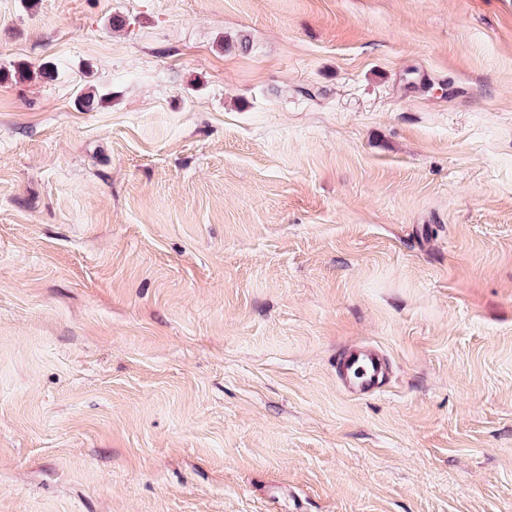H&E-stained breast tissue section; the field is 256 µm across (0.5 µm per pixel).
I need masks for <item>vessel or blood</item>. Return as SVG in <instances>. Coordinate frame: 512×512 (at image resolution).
I'll use <instances>...</instances> for the list:
<instances>
[{
	"mask_svg": "<svg viewBox=\"0 0 512 512\" xmlns=\"http://www.w3.org/2000/svg\"><path fill=\"white\" fill-rule=\"evenodd\" d=\"M336 383L352 398H365L382 390L390 380L391 362L379 348L364 343L345 345L336 357Z\"/></svg>",
	"mask_w": 512,
	"mask_h": 512,
	"instance_id": "vessel-or-blood-1",
	"label": "vessel or blood"
}]
</instances>
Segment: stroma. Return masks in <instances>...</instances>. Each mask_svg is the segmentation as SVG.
<instances>
[{
	"instance_id": "1",
	"label": "stroma",
	"mask_w": 512,
	"mask_h": 512,
	"mask_svg": "<svg viewBox=\"0 0 512 512\" xmlns=\"http://www.w3.org/2000/svg\"><path fill=\"white\" fill-rule=\"evenodd\" d=\"M0 512H512V0H0ZM336 383L352 398H365L382 390L390 380L391 362L379 348L364 343L345 345L336 357Z\"/></svg>"
}]
</instances>
